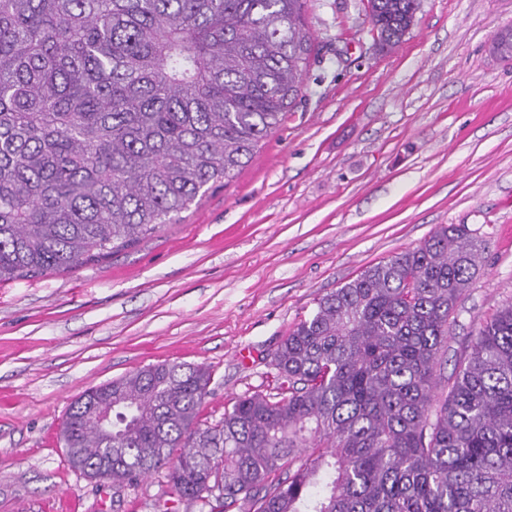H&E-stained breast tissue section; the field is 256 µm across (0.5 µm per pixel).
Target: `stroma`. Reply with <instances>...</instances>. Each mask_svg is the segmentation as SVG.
<instances>
[{
  "mask_svg": "<svg viewBox=\"0 0 512 512\" xmlns=\"http://www.w3.org/2000/svg\"><path fill=\"white\" fill-rule=\"evenodd\" d=\"M316 55L280 129L227 186L134 245L0 284V512H155L164 473L112 499L69 466L83 391L163 362L211 372L200 423L268 390L270 357L319 297L442 224L482 239L449 363L512 303V0H421L380 51L367 0H306Z\"/></svg>",
  "mask_w": 512,
  "mask_h": 512,
  "instance_id": "1",
  "label": "stroma"
}]
</instances>
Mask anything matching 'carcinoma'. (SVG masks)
I'll return each mask as SVG.
<instances>
[{
	"label": "carcinoma",
	"instance_id": "cac0c4a2",
	"mask_svg": "<svg viewBox=\"0 0 512 512\" xmlns=\"http://www.w3.org/2000/svg\"><path fill=\"white\" fill-rule=\"evenodd\" d=\"M368 4L384 48L420 9ZM311 50L304 0H0V283L105 257L230 183ZM492 50L512 61L511 26ZM480 252L444 224L321 296L273 352V390L210 426L202 366L86 390L62 423L69 464L117 496L163 471L200 512H512V304L436 393Z\"/></svg>",
	"mask_w": 512,
	"mask_h": 512
}]
</instances>
